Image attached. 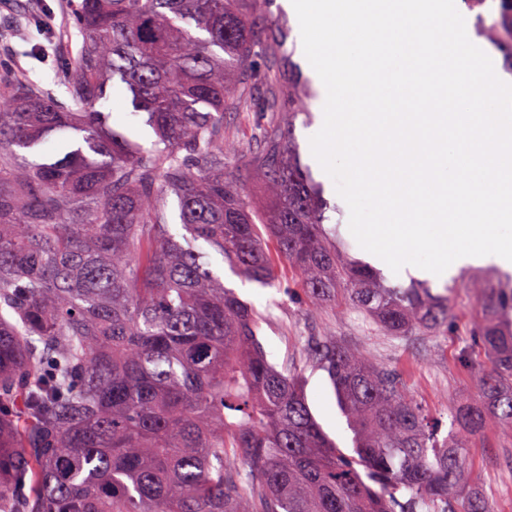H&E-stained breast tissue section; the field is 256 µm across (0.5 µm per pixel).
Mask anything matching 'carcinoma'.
Listing matches in <instances>:
<instances>
[{
    "mask_svg": "<svg viewBox=\"0 0 512 512\" xmlns=\"http://www.w3.org/2000/svg\"><path fill=\"white\" fill-rule=\"evenodd\" d=\"M255 2L78 0L66 96L0 79V512H456L464 438L512 427V285L477 295L461 359L478 394L449 405L442 438L396 369L306 337L347 455L268 360L261 314L210 268L213 251L266 287L286 263L312 306L341 294L386 336L448 332V292L388 283L325 227L333 206L293 142L303 90ZM462 3L512 72V0ZM116 79L152 147L102 111ZM236 112L266 113L249 157L263 214L224 127ZM51 139L42 160L22 154Z\"/></svg>",
    "mask_w": 512,
    "mask_h": 512,
    "instance_id": "carcinoma-1",
    "label": "carcinoma"
}]
</instances>
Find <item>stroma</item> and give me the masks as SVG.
Here are the masks:
<instances>
[{
    "mask_svg": "<svg viewBox=\"0 0 512 512\" xmlns=\"http://www.w3.org/2000/svg\"><path fill=\"white\" fill-rule=\"evenodd\" d=\"M75 2L0 0V31L5 34L0 40V76L22 73L55 95H63L59 79L70 67L80 44L73 23ZM259 18L263 21L280 18L291 27L283 50L291 54L313 92L312 121L307 126L296 124L295 139L303 163L322 183L326 198L337 206L333 222L339 223L341 232H348V206L310 148L311 136L322 126L323 89L304 54L298 19L284 0H260ZM211 262L225 285L263 314L259 338L271 363L280 366L299 362L306 337L331 333L345 344L368 352L378 362L396 367L408 390L442 423L448 420L445 409L449 402L474 394L473 373L460 362L459 351L476 311V287L491 274L504 280L512 278V269L492 261H474L458 267L448 277L432 280L434 290L447 287L452 291L453 332L445 336L397 338L383 335L370 319L353 310L344 299L319 308L308 306L289 266H280L281 285L272 288L241 281L220 255H212ZM302 383L309 406L323 430L343 451H350L351 434L340 415L327 374L305 369ZM467 452L471 491L481 495L492 512H512V428L489 423L469 439Z\"/></svg>",
    "mask_w": 512,
    "mask_h": 512,
    "instance_id": "1",
    "label": "stroma"
}]
</instances>
